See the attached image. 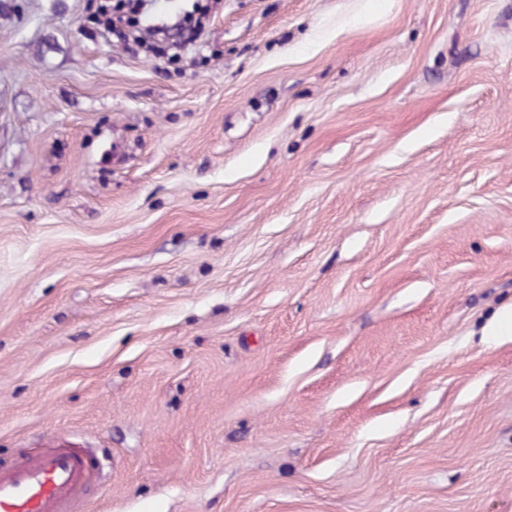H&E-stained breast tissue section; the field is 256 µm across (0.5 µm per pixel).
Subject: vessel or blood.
Instances as JSON below:
<instances>
[{
	"mask_svg": "<svg viewBox=\"0 0 512 512\" xmlns=\"http://www.w3.org/2000/svg\"><path fill=\"white\" fill-rule=\"evenodd\" d=\"M102 478L92 449L50 441L0 461V512H74Z\"/></svg>",
	"mask_w": 512,
	"mask_h": 512,
	"instance_id": "b4317fda",
	"label": "vessel or blood"
}]
</instances>
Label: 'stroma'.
<instances>
[{"instance_id": "obj_1", "label": "stroma", "mask_w": 512, "mask_h": 512, "mask_svg": "<svg viewBox=\"0 0 512 512\" xmlns=\"http://www.w3.org/2000/svg\"><path fill=\"white\" fill-rule=\"evenodd\" d=\"M0 0V458L83 512H512V0H222L199 65ZM102 478L91 448L48 441L35 452L0 461V511L75 512Z\"/></svg>"}]
</instances>
